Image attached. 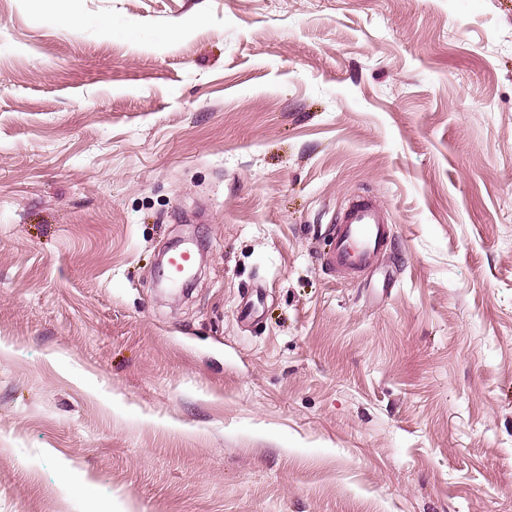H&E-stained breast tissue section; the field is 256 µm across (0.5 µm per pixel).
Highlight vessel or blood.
<instances>
[{"instance_id":"b4317fda","label":"vessel or blood","mask_w":512,"mask_h":512,"mask_svg":"<svg viewBox=\"0 0 512 512\" xmlns=\"http://www.w3.org/2000/svg\"><path fill=\"white\" fill-rule=\"evenodd\" d=\"M335 245L324 257L329 269L356 273L368 268L388 240L381 206L368 196H355L338 212Z\"/></svg>"}]
</instances>
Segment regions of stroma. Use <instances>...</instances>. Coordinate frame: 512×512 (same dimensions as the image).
Returning a JSON list of instances; mask_svg holds the SVG:
<instances>
[{"instance_id": "obj_1", "label": "stroma", "mask_w": 512, "mask_h": 512, "mask_svg": "<svg viewBox=\"0 0 512 512\" xmlns=\"http://www.w3.org/2000/svg\"><path fill=\"white\" fill-rule=\"evenodd\" d=\"M0 512H512V0H0ZM334 248L323 260L331 270L356 273L368 268L387 245L388 231L382 207L368 196H355L338 212Z\"/></svg>"}]
</instances>
